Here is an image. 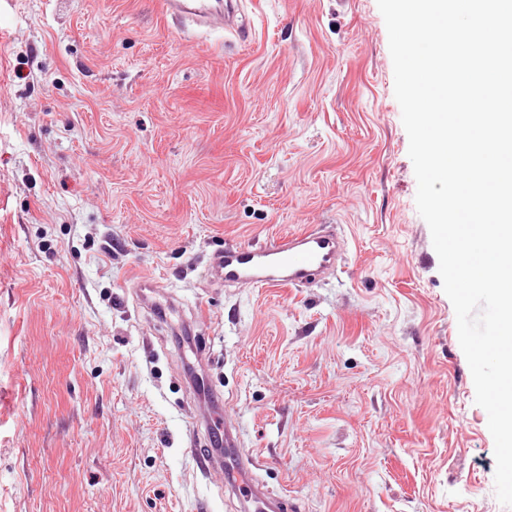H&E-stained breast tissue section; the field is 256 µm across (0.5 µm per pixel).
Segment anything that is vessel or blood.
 Wrapping results in <instances>:
<instances>
[{
  "mask_svg": "<svg viewBox=\"0 0 512 512\" xmlns=\"http://www.w3.org/2000/svg\"><path fill=\"white\" fill-rule=\"evenodd\" d=\"M169 16L191 17L213 30L235 27V0H161ZM347 247L331 230L307 229L264 244L229 246L209 269L228 286L302 288L340 267Z\"/></svg>",
  "mask_w": 512,
  "mask_h": 512,
  "instance_id": "b4317fda",
  "label": "vessel or blood"
}]
</instances>
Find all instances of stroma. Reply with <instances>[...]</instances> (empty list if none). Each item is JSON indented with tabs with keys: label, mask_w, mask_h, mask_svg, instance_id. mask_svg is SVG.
I'll use <instances>...</instances> for the list:
<instances>
[{
	"label": "stroma",
	"mask_w": 512,
	"mask_h": 512,
	"mask_svg": "<svg viewBox=\"0 0 512 512\" xmlns=\"http://www.w3.org/2000/svg\"><path fill=\"white\" fill-rule=\"evenodd\" d=\"M239 3L245 39L0 0V512H246L195 456L228 418L286 512H512L377 0ZM319 226L347 240L323 281L207 274Z\"/></svg>",
	"instance_id": "1"
}]
</instances>
